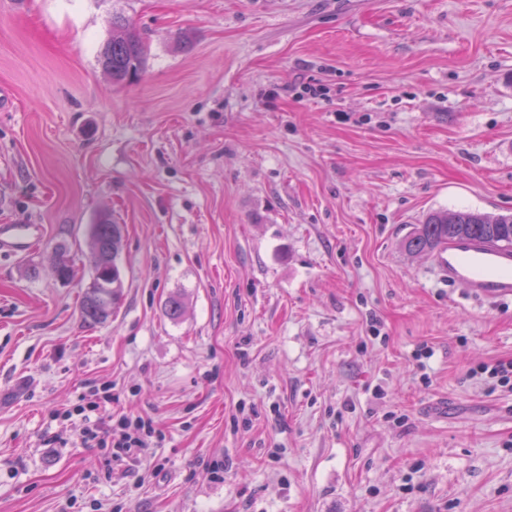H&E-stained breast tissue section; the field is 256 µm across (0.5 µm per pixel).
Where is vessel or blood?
Here are the masks:
<instances>
[{"label":"vessel or blood","instance_id":"b4317fda","mask_svg":"<svg viewBox=\"0 0 512 512\" xmlns=\"http://www.w3.org/2000/svg\"><path fill=\"white\" fill-rule=\"evenodd\" d=\"M39 228L22 224L0 226V246L31 251ZM430 267L440 279L462 288L470 296L494 302L512 299V249L475 238H459L436 250Z\"/></svg>","mask_w":512,"mask_h":512}]
</instances>
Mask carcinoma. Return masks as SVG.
<instances>
[{
    "mask_svg": "<svg viewBox=\"0 0 512 512\" xmlns=\"http://www.w3.org/2000/svg\"><path fill=\"white\" fill-rule=\"evenodd\" d=\"M119 28L120 33L112 36L102 49L109 63L108 74L116 84L138 77L146 62L145 46L139 33L125 24ZM121 235V225L114 223L109 214L101 215L96 223L88 226L94 284L85 289L81 299V314L88 323H105L120 299L123 288L118 263ZM462 237L512 246V215L489 216L473 210L434 211L417 225L403 242V248L412 254H429L448 241ZM56 252L60 279L73 277L67 245H57Z\"/></svg>",
    "mask_w": 512,
    "mask_h": 512,
    "instance_id": "obj_1",
    "label": "carcinoma"
}]
</instances>
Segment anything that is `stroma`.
<instances>
[{"label": "stroma", "instance_id": "1", "mask_svg": "<svg viewBox=\"0 0 512 512\" xmlns=\"http://www.w3.org/2000/svg\"><path fill=\"white\" fill-rule=\"evenodd\" d=\"M446 208L512 212V0H0V225L41 229L0 251V512H512V300L401 246ZM93 385L143 462L70 434ZM121 28L119 34H112V38L104 45L102 54L108 60L112 82L122 84L138 77L145 67L146 53L144 43L139 33L126 24H117ZM120 224H114L111 215L102 214L96 224L87 229L93 288L91 280L81 299V314L85 322L103 324L117 305L123 282L118 263ZM482 374H486L485 377ZM481 377L491 389L498 387L512 390V359L497 360L482 368Z\"/></svg>", "mask_w": 512, "mask_h": 512}]
</instances>
